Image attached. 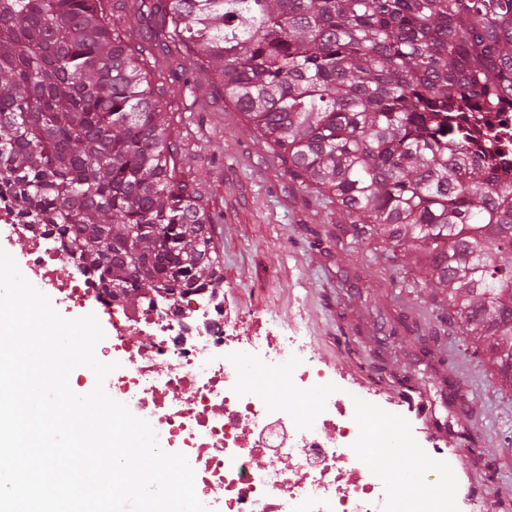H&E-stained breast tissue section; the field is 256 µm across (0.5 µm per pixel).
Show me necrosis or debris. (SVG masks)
I'll list each match as a JSON object with an SVG mask.
<instances>
[{"mask_svg": "<svg viewBox=\"0 0 512 512\" xmlns=\"http://www.w3.org/2000/svg\"><path fill=\"white\" fill-rule=\"evenodd\" d=\"M0 225L26 239L21 272L53 308L107 318L98 358L117 365L106 378L113 399L151 425L163 450L184 449L209 512H462L467 498L449 494L447 474H432L436 495H408L372 462L371 449L396 447L395 433L351 416L300 328L240 335L206 288L113 296L56 235L19 223L6 187ZM64 266L73 276L61 277ZM276 383L315 392L316 410L282 404Z\"/></svg>", "mask_w": 512, "mask_h": 512, "instance_id": "necrosis-or-debris-1", "label": "necrosis or debris"}]
</instances>
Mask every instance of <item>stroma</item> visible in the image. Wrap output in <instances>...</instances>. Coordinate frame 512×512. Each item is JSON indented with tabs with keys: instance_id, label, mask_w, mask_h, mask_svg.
I'll return each mask as SVG.
<instances>
[{
	"instance_id": "stroma-1",
	"label": "stroma",
	"mask_w": 512,
	"mask_h": 512,
	"mask_svg": "<svg viewBox=\"0 0 512 512\" xmlns=\"http://www.w3.org/2000/svg\"><path fill=\"white\" fill-rule=\"evenodd\" d=\"M152 81L183 114L172 139L187 176L219 216L213 239L224 260V307L240 332L268 318L284 327L303 323L347 407L399 421L411 440L424 423L393 393L406 385L422 389L441 419L449 396H467L470 406L454 419L447 446L471 463V493L495 512H512V390H499L486 354L461 333L448 338L452 370L415 335H390L410 303L432 331H443L448 312L425 278L382 241L353 237L335 203L293 181L242 112L214 95L203 72L183 73L162 54Z\"/></svg>"
}]
</instances>
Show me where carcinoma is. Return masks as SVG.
I'll use <instances>...</instances> for the list:
<instances>
[{"label": "carcinoma", "mask_w": 512, "mask_h": 512, "mask_svg": "<svg viewBox=\"0 0 512 512\" xmlns=\"http://www.w3.org/2000/svg\"><path fill=\"white\" fill-rule=\"evenodd\" d=\"M0 0V184L100 282L173 295L224 275L218 217L171 141L154 50L211 75L288 174L354 233L414 253L512 388V0ZM179 225L180 248H165Z\"/></svg>", "instance_id": "1"}]
</instances>
